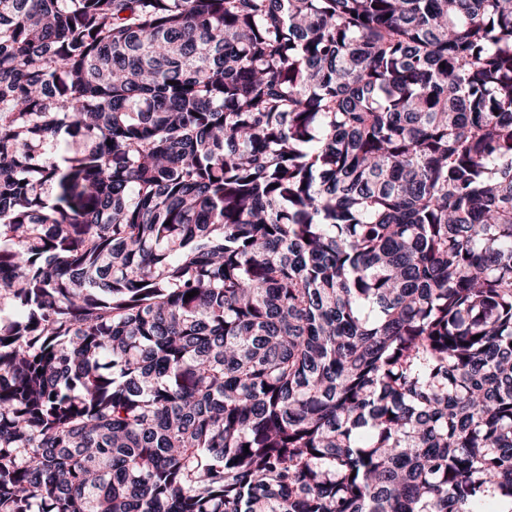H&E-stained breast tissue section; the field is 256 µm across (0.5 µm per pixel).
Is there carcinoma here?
<instances>
[{
	"label": "carcinoma",
	"mask_w": 512,
	"mask_h": 512,
	"mask_svg": "<svg viewBox=\"0 0 512 512\" xmlns=\"http://www.w3.org/2000/svg\"><path fill=\"white\" fill-rule=\"evenodd\" d=\"M0 512H512V0H0Z\"/></svg>",
	"instance_id": "obj_1"
}]
</instances>
